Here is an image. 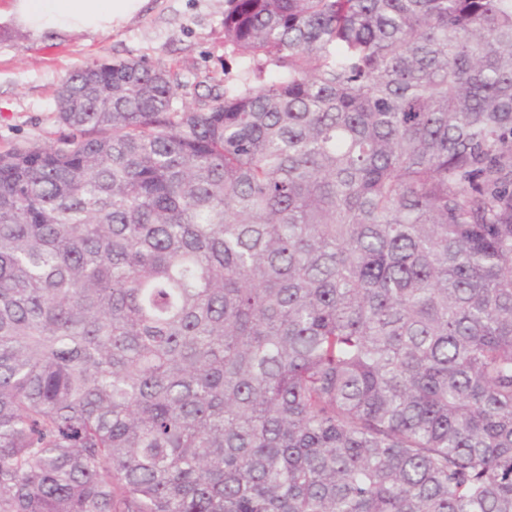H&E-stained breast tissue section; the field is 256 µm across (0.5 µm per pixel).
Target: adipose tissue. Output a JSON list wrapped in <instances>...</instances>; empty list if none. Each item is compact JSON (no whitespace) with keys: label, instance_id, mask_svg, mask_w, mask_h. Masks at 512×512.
<instances>
[{"label":"adipose tissue","instance_id":"ef3b65f1","mask_svg":"<svg viewBox=\"0 0 512 512\" xmlns=\"http://www.w3.org/2000/svg\"><path fill=\"white\" fill-rule=\"evenodd\" d=\"M138 0H13L11 10L34 34L57 32H106L113 23L130 16Z\"/></svg>","mask_w":512,"mask_h":512}]
</instances>
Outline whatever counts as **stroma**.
<instances>
[{"label":"stroma","instance_id":"obj_1","mask_svg":"<svg viewBox=\"0 0 512 512\" xmlns=\"http://www.w3.org/2000/svg\"><path fill=\"white\" fill-rule=\"evenodd\" d=\"M147 59L177 72L186 102L223 91L240 70L224 48V0H144L107 33L34 35L13 19L0 22V152L55 142L64 128L56 91L69 72L95 61Z\"/></svg>","mask_w":512,"mask_h":512}]
</instances>
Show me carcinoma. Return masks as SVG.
I'll return each mask as SVG.
<instances>
[{"label": "carcinoma", "mask_w": 512, "mask_h": 512, "mask_svg": "<svg viewBox=\"0 0 512 512\" xmlns=\"http://www.w3.org/2000/svg\"><path fill=\"white\" fill-rule=\"evenodd\" d=\"M224 48L0 152V512H512V0H224Z\"/></svg>", "instance_id": "obj_1"}]
</instances>
